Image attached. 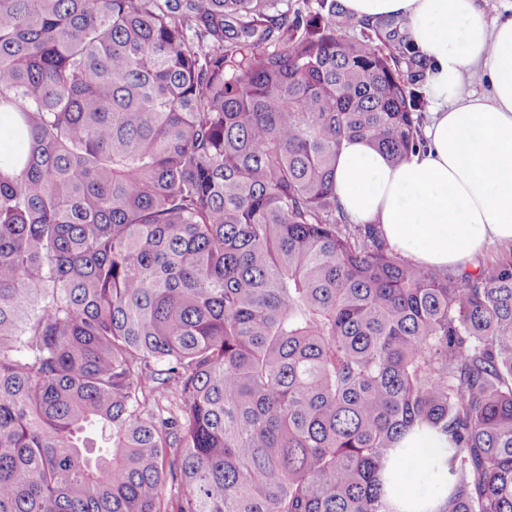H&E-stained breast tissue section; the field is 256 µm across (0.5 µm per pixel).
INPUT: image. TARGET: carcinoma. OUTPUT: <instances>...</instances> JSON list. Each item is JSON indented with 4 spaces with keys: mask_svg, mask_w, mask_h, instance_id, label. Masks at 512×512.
I'll return each mask as SVG.
<instances>
[{
    "mask_svg": "<svg viewBox=\"0 0 512 512\" xmlns=\"http://www.w3.org/2000/svg\"><path fill=\"white\" fill-rule=\"evenodd\" d=\"M424 63L340 0H0V512H512V255L352 224L343 142L422 144ZM452 448L448 437L425 425L415 426L396 444L380 473L384 498L394 512H438L454 486L450 470ZM416 474L429 484L426 493H416L411 484Z\"/></svg>",
    "mask_w": 512,
    "mask_h": 512,
    "instance_id": "obj_1",
    "label": "carcinoma"
}]
</instances>
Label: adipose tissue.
I'll return each instance as SVG.
<instances>
[{
	"label": "adipose tissue",
	"instance_id": "adipose-tissue-1",
	"mask_svg": "<svg viewBox=\"0 0 512 512\" xmlns=\"http://www.w3.org/2000/svg\"><path fill=\"white\" fill-rule=\"evenodd\" d=\"M341 2L358 20L401 24L427 63L430 102L427 145L402 163L344 143L334 189L349 221L377 225L423 268L464 270L490 244L512 245V8L490 23L482 0ZM449 446L424 425L398 441L380 473L390 512H439L454 486ZM418 475L428 492L412 490Z\"/></svg>",
	"mask_w": 512,
	"mask_h": 512
}]
</instances>
